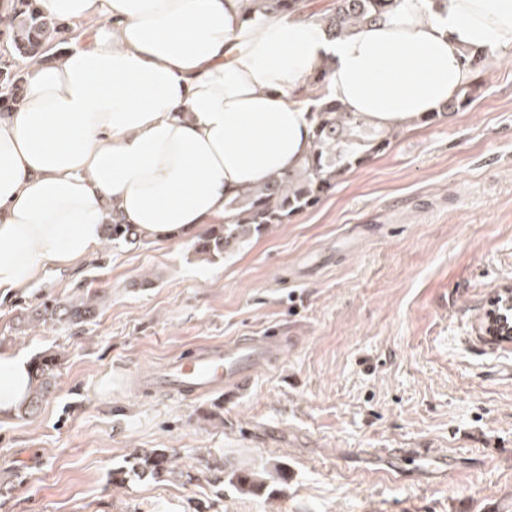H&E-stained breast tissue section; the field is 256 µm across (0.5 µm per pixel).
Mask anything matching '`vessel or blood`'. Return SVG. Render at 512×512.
Returning <instances> with one entry per match:
<instances>
[{
	"label": "vessel or blood",
	"instance_id": "vessel-or-blood-1",
	"mask_svg": "<svg viewBox=\"0 0 512 512\" xmlns=\"http://www.w3.org/2000/svg\"><path fill=\"white\" fill-rule=\"evenodd\" d=\"M284 342V337L270 334L228 342L217 351L197 349L167 361L157 375L144 378L143 383L175 395L239 388L254 372L279 360Z\"/></svg>",
	"mask_w": 512,
	"mask_h": 512
}]
</instances>
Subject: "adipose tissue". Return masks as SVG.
Segmentation results:
<instances>
[{"label": "adipose tissue", "mask_w": 512, "mask_h": 512, "mask_svg": "<svg viewBox=\"0 0 512 512\" xmlns=\"http://www.w3.org/2000/svg\"><path fill=\"white\" fill-rule=\"evenodd\" d=\"M248 0H36L84 32L33 62L0 116V298L42 266L103 246L113 215L140 239L231 220L224 202L312 149L308 78L375 130L410 131L472 79L464 54L512 50V0H397L338 39ZM28 360L0 350V418L29 399Z\"/></svg>", "instance_id": "adipose-tissue-1"}]
</instances>
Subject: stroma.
Returning <instances> with one entry per match:
<instances>
[{
	"mask_svg": "<svg viewBox=\"0 0 512 512\" xmlns=\"http://www.w3.org/2000/svg\"><path fill=\"white\" fill-rule=\"evenodd\" d=\"M476 82L465 110L399 133L231 255L110 242L0 301V348L60 360L36 413L0 418V512H512V341L483 325L512 286V51ZM89 288L87 323L34 321ZM269 332L292 342L245 388L141 387L198 346ZM152 448L175 475L114 483ZM253 469L265 490L238 491Z\"/></svg>",
	"mask_w": 512,
	"mask_h": 512,
	"instance_id": "stroma-1",
	"label": "stroma"
}]
</instances>
